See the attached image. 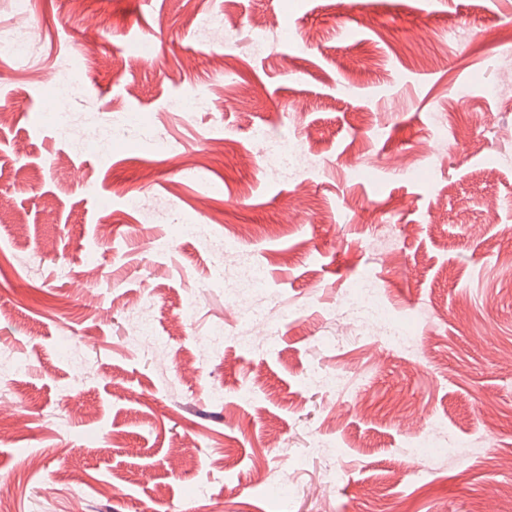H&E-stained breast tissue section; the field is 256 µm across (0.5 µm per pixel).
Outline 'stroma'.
Instances as JSON below:
<instances>
[{
	"label": "stroma",
	"instance_id": "stroma-1",
	"mask_svg": "<svg viewBox=\"0 0 512 512\" xmlns=\"http://www.w3.org/2000/svg\"><path fill=\"white\" fill-rule=\"evenodd\" d=\"M24 61L0 56V350L29 359L0 389V512H501L512 484V0H30ZM222 31L199 32L203 16ZM265 19L264 55L247 45ZM152 43L144 62L135 44ZM230 54L232 75L215 71ZM71 69L80 141H57L45 81ZM465 98H458V89ZM205 96L192 117L170 97ZM442 113L443 130L428 116ZM135 116L102 155L93 128ZM300 143L278 175L255 131ZM212 168L202 196L172 155ZM98 193L85 195L87 179ZM131 197L167 205L147 224ZM186 224L241 226L216 275ZM262 267L250 305L224 294ZM373 278L418 329L389 350L345 294ZM193 291L196 314L183 315ZM151 296L164 351L131 342ZM225 331L197 365L195 339ZM78 347V369L60 355ZM313 367L345 387L306 388ZM224 391L212 403V388ZM441 422L456 458L414 481L412 438ZM120 442H113V433ZM332 444L326 461L310 452ZM287 473L291 498L255 482ZM119 476L117 496L99 484ZM334 486H325L328 471Z\"/></svg>",
	"mask_w": 512,
	"mask_h": 512
}]
</instances>
